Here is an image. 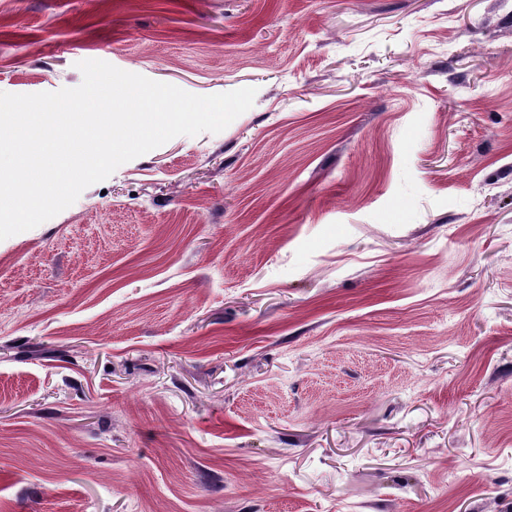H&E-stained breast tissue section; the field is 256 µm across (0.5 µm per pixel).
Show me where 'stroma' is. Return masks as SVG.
<instances>
[{
	"label": "stroma",
	"mask_w": 512,
	"mask_h": 512,
	"mask_svg": "<svg viewBox=\"0 0 512 512\" xmlns=\"http://www.w3.org/2000/svg\"><path fill=\"white\" fill-rule=\"evenodd\" d=\"M256 88L0 241V512H512V0H0V92Z\"/></svg>",
	"instance_id": "stroma-1"
}]
</instances>
